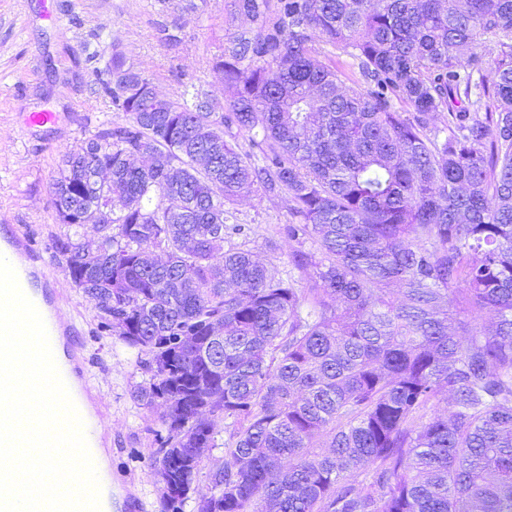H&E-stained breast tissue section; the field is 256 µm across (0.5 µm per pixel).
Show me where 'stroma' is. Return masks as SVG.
<instances>
[{
  "instance_id": "stroma-1",
  "label": "stroma",
  "mask_w": 512,
  "mask_h": 512,
  "mask_svg": "<svg viewBox=\"0 0 512 512\" xmlns=\"http://www.w3.org/2000/svg\"><path fill=\"white\" fill-rule=\"evenodd\" d=\"M230 2L170 0L165 9L158 0H55L49 18L44 0H0V225L18 227L50 263L60 314L82 332L114 492L138 496L142 512H161L151 464L161 409L134 401L132 393L142 380L136 350L119 337L99 334L94 301L74 286L56 251L63 228L56 221L51 183L66 151L93 137L103 122L123 118L101 87L113 52L149 77L162 97L178 98L192 84L225 98L213 65L228 45ZM163 24L174 42L159 40ZM41 110L56 112V123L27 126L26 114ZM235 208L239 223L250 228L241 245L269 267L292 274L300 287H309L312 270L291 268L289 256L299 249L315 252L317 245L282 234L289 221L287 199L258 193Z\"/></svg>"
}]
</instances>
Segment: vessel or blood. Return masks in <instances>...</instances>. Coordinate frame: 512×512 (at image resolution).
<instances>
[{
    "instance_id": "1",
    "label": "vessel or blood",
    "mask_w": 512,
    "mask_h": 512,
    "mask_svg": "<svg viewBox=\"0 0 512 512\" xmlns=\"http://www.w3.org/2000/svg\"><path fill=\"white\" fill-rule=\"evenodd\" d=\"M0 255L14 267L22 292L45 322L55 363L83 421L91 456L100 459L104 443L97 419L99 409L84 383L76 355L80 332L58 318L56 288L46 270L43 254L18 229L0 227Z\"/></svg>"
}]
</instances>
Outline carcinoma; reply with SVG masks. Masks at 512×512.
<instances>
[{
	"instance_id": "1",
	"label": "carcinoma",
	"mask_w": 512,
	"mask_h": 512,
	"mask_svg": "<svg viewBox=\"0 0 512 512\" xmlns=\"http://www.w3.org/2000/svg\"><path fill=\"white\" fill-rule=\"evenodd\" d=\"M233 9L252 27L214 63L224 102L161 97L115 53L103 89L126 118L51 186L70 279L142 356L134 399L164 408V512L219 446L194 512H512V0ZM258 191L318 243L289 256L312 287L230 244ZM445 302L474 322L463 343Z\"/></svg>"
}]
</instances>
